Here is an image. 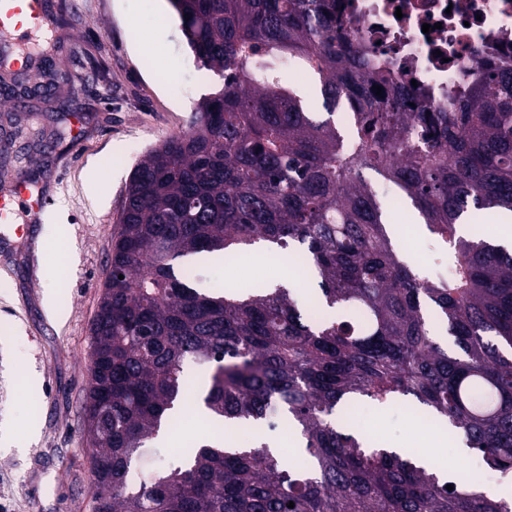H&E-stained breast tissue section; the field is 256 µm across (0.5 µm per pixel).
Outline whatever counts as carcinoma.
Returning a JSON list of instances; mask_svg holds the SVG:
<instances>
[{"label": "carcinoma", "instance_id": "obj_1", "mask_svg": "<svg viewBox=\"0 0 512 512\" xmlns=\"http://www.w3.org/2000/svg\"><path fill=\"white\" fill-rule=\"evenodd\" d=\"M168 3L224 86L148 150L125 190L91 328L95 512H512V494L449 491L339 418L352 400L406 401L512 482V253L460 228L472 211H512V67L484 68L431 112L405 84L374 95L387 77L336 0ZM289 57L319 79L327 118L273 79ZM338 98L353 109L349 134L333 120ZM365 170L411 201L437 241L433 263L393 245ZM259 241L311 268L318 315L291 287L208 294L178 266ZM432 317L456 351L434 340ZM188 360L207 366L200 398L216 424L283 416L307 467L259 436L250 448L202 443L131 482L177 419Z\"/></svg>", "mask_w": 512, "mask_h": 512}]
</instances>
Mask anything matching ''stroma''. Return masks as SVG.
Instances as JSON below:
<instances>
[{
  "instance_id": "35a3bbf8",
  "label": "stroma",
  "mask_w": 512,
  "mask_h": 512,
  "mask_svg": "<svg viewBox=\"0 0 512 512\" xmlns=\"http://www.w3.org/2000/svg\"><path fill=\"white\" fill-rule=\"evenodd\" d=\"M67 23L9 38L0 85L35 74L51 55L57 77L39 96L0 101V174L28 180L49 204L28 236L0 250V512H95L92 449L84 422L90 328L99 309L125 186L147 150L186 130L198 101L223 83L198 66L167 0H45ZM394 244L407 258L436 242L401 190L378 196ZM202 291L234 283L293 282L311 300L307 267L267 251L201 261ZM353 432L422 448L492 486L481 457L447 429L413 418L404 402L345 407ZM179 430L149 444L140 469L193 452L203 441L247 448L245 428L215 427L194 400Z\"/></svg>"
}]
</instances>
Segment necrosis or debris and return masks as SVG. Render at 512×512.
I'll return each mask as SVG.
<instances>
[{
  "mask_svg": "<svg viewBox=\"0 0 512 512\" xmlns=\"http://www.w3.org/2000/svg\"><path fill=\"white\" fill-rule=\"evenodd\" d=\"M336 9L360 30L372 67L393 82H416L433 112L482 65L512 62V0H336Z\"/></svg>",
  "mask_w": 512,
  "mask_h": 512,
  "instance_id": "obj_1",
  "label": "necrosis or debris"
}]
</instances>
